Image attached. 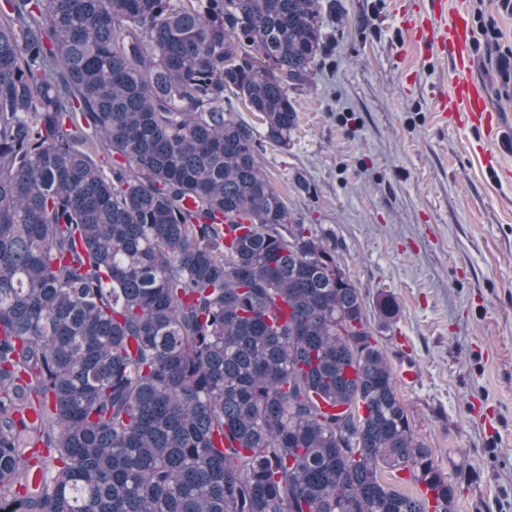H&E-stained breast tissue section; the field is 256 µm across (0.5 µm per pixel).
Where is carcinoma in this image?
Segmentation results:
<instances>
[{"instance_id":"cac0c4a2","label":"carcinoma","mask_w":512,"mask_h":512,"mask_svg":"<svg viewBox=\"0 0 512 512\" xmlns=\"http://www.w3.org/2000/svg\"><path fill=\"white\" fill-rule=\"evenodd\" d=\"M333 9L0 0V512H454L336 242L231 108L288 149Z\"/></svg>"}]
</instances>
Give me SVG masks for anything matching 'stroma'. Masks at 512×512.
<instances>
[{"mask_svg":"<svg viewBox=\"0 0 512 512\" xmlns=\"http://www.w3.org/2000/svg\"><path fill=\"white\" fill-rule=\"evenodd\" d=\"M469 13L472 74L498 128L439 112L452 62L411 42L423 0H336L329 49L292 98L288 150L263 169L289 209L336 243L400 399L432 448L455 512H512V10ZM399 311L383 323L381 295Z\"/></svg>","mask_w":512,"mask_h":512,"instance_id":"1","label":"stroma"}]
</instances>
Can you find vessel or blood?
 Returning a JSON list of instances; mask_svg holds the SVG:
<instances>
[{
    "instance_id": "b4317fda",
    "label": "vessel or blood",
    "mask_w": 512,
    "mask_h": 512,
    "mask_svg": "<svg viewBox=\"0 0 512 512\" xmlns=\"http://www.w3.org/2000/svg\"><path fill=\"white\" fill-rule=\"evenodd\" d=\"M406 25L415 37L429 46L450 53L454 61L452 91L439 99L444 112L465 114L471 126H481L491 117L484 86L473 80V40L466 11H449L447 0H431L422 19H407Z\"/></svg>"
}]
</instances>
